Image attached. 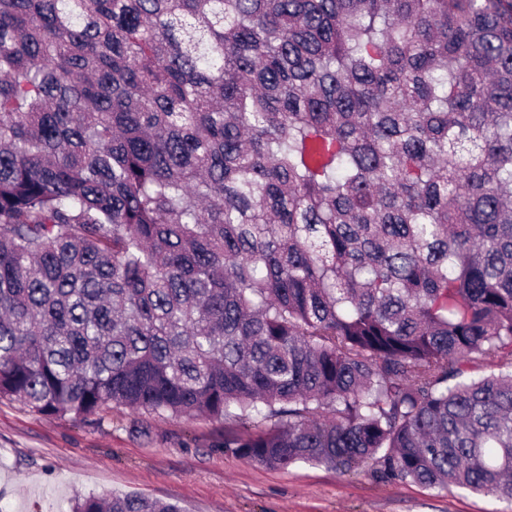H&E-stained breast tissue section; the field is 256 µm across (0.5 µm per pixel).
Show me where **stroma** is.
<instances>
[{
	"label": "stroma",
	"instance_id": "stroma-1",
	"mask_svg": "<svg viewBox=\"0 0 512 512\" xmlns=\"http://www.w3.org/2000/svg\"><path fill=\"white\" fill-rule=\"evenodd\" d=\"M231 420L104 408L93 421L47 418L0 398V512H63L74 492L174 500L185 512H512V501L298 463L236 456Z\"/></svg>",
	"mask_w": 512,
	"mask_h": 512
}]
</instances>
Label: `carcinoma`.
<instances>
[{"instance_id":"cac0c4a2","label":"carcinoma","mask_w":512,"mask_h":512,"mask_svg":"<svg viewBox=\"0 0 512 512\" xmlns=\"http://www.w3.org/2000/svg\"><path fill=\"white\" fill-rule=\"evenodd\" d=\"M2 397L511 500L512 0H0Z\"/></svg>"}]
</instances>
